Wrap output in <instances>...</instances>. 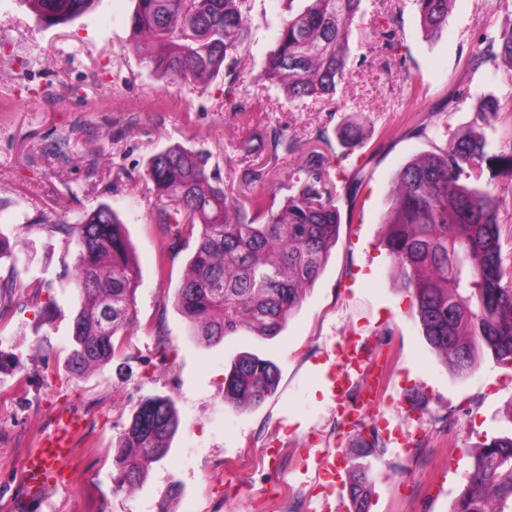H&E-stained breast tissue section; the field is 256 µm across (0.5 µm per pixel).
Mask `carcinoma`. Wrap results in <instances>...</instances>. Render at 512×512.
Masks as SVG:
<instances>
[{"label": "carcinoma", "mask_w": 512, "mask_h": 512, "mask_svg": "<svg viewBox=\"0 0 512 512\" xmlns=\"http://www.w3.org/2000/svg\"><path fill=\"white\" fill-rule=\"evenodd\" d=\"M25 2L41 24L53 27L85 15L99 0ZM361 2L307 0L280 29L254 82L281 86L290 102L334 97L348 75ZM452 2L413 0L427 38L442 37ZM130 27L132 46L153 75L206 87L222 74H235L249 22L241 0H135ZM499 56L512 60V29L484 40L473 60L480 67ZM468 99L476 101L474 126L401 168L383 220V245L423 336L456 376L470 372L485 349L512 366V263L502 253L496 187L483 180L487 169L512 173V153L494 151L485 133L501 112H512V98L503 102L490 92L469 90L458 97ZM267 146L286 154L296 148L276 131ZM208 162L205 151L176 143L151 156L145 170L162 202L160 229L168 247L198 234L173 303L191 335L209 346L243 330L273 338L301 306L336 246L337 185L324 155L312 150L289 173L290 194L280 206L274 189L242 201L226 193ZM341 182L352 211L361 180L354 174ZM41 228L76 246L78 301L67 370L82 378L122 354L123 336L136 318L138 265L125 224L108 204L76 224L58 218ZM17 286L36 296L50 288L43 280L0 283V319ZM278 383L272 361L242 352L224 378V403L256 407ZM178 425L171 398L143 397L112 448L115 488L140 483L150 464L168 454ZM372 491L369 469L358 468L348 486L353 512H368ZM510 499L512 435L481 445L451 512H505Z\"/></svg>", "instance_id": "carcinoma-1"}]
</instances>
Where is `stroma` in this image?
<instances>
[{
  "label": "stroma",
  "instance_id": "35a3bbf8",
  "mask_svg": "<svg viewBox=\"0 0 512 512\" xmlns=\"http://www.w3.org/2000/svg\"><path fill=\"white\" fill-rule=\"evenodd\" d=\"M132 0H101L83 17L50 29L23 0H0V233L12 259L0 278L48 281L49 293L26 299L0 320V512H272L271 497L286 489L302 512H322L315 453L339 455L349 481L355 466L370 469V512H451L470 471V452L512 432V368L480 354L464 377L453 376L426 344L380 238L399 169L445 145L474 123L471 87L512 97V62L496 59L473 69L481 40L512 28V0H454L448 29L431 41L415 9L401 0H362L353 29L350 75L330 101L289 103L283 90L253 84L283 23L305 0H243L251 30L236 81L219 77L205 91L151 75L131 47ZM234 99H227L228 84ZM242 111H234V104ZM427 118L426 134L413 132ZM353 125L361 136L342 143ZM295 139L293 154H273L271 131ZM325 131L327 142L317 141ZM70 134L66 158L51 151ZM252 152H242L243 142ZM179 142L210 152L236 196L266 193L287 183L309 150L331 165L359 173L360 204L342 213L339 240L281 333H244L215 346L199 343L175 308L195 238L162 245L159 209L145 176L148 158ZM255 170L259 181L246 182ZM126 224L140 273L137 320L120 359L87 377L66 369L72 343L74 251L39 229L42 219L77 223L100 204ZM358 337L388 358L387 382L376 409L360 423L341 424L318 368L326 353ZM273 361L276 392L259 406L235 410L224 402V376L240 353ZM171 397L179 426L168 454L152 463L133 490H116L112 444L139 400ZM84 421L72 452L51 466L43 500L25 499L22 462L59 415ZM395 429L380 457L360 453L376 422ZM451 449L445 471L429 469L407 439ZM277 449L263 466L244 454Z\"/></svg>",
  "mask_w": 512,
  "mask_h": 512
}]
</instances>
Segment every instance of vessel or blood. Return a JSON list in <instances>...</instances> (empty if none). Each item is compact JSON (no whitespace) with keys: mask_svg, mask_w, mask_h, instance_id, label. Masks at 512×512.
Segmentation results:
<instances>
[{"mask_svg":"<svg viewBox=\"0 0 512 512\" xmlns=\"http://www.w3.org/2000/svg\"><path fill=\"white\" fill-rule=\"evenodd\" d=\"M369 356L368 347L353 340L331 351L325 359L328 366L327 391L330 397L338 402L341 415L349 424L359 421L375 406L385 386L383 373L368 370ZM357 377L364 381L361 397L356 403L350 404L344 400L345 392ZM81 424V419L73 416L58 420L40 448L29 454L26 459V482L31 496H38L48 465L62 460L69 454L70 434Z\"/></svg>","mask_w":512,"mask_h":512,"instance_id":"obj_1","label":"vessel or blood"}]
</instances>
